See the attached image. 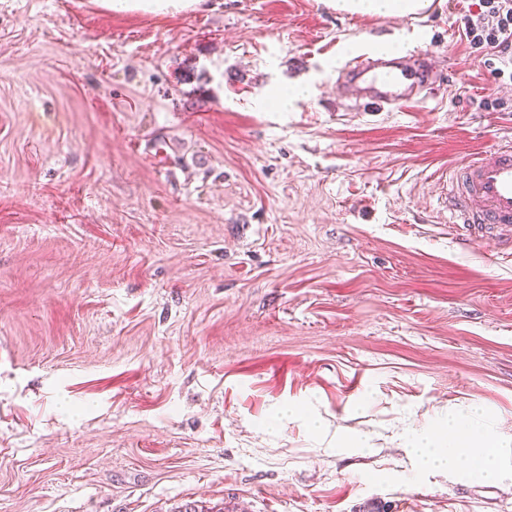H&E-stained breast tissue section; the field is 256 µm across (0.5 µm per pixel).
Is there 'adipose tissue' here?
<instances>
[{
	"label": "adipose tissue",
	"instance_id": "ef3b65f1",
	"mask_svg": "<svg viewBox=\"0 0 512 512\" xmlns=\"http://www.w3.org/2000/svg\"><path fill=\"white\" fill-rule=\"evenodd\" d=\"M335 9L351 14L382 17L407 16L418 13L424 0H329ZM506 442L485 420L483 407L472 406L470 414L448 418L443 439H436L426 429L413 431L405 446L423 469H445L452 473L468 471L486 482L504 480L500 450Z\"/></svg>",
	"mask_w": 512,
	"mask_h": 512
}]
</instances>
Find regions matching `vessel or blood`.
<instances>
[{"mask_svg": "<svg viewBox=\"0 0 512 512\" xmlns=\"http://www.w3.org/2000/svg\"><path fill=\"white\" fill-rule=\"evenodd\" d=\"M428 53L399 59L363 54L348 61L339 82L356 100L401 109L417 102L411 71ZM450 223L465 240L492 241L495 256L512 255V144H501L457 165L445 187Z\"/></svg>", "mask_w": 512, "mask_h": 512, "instance_id": "b4317fda", "label": "vessel or blood"}]
</instances>
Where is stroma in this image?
<instances>
[{
  "instance_id": "1",
  "label": "stroma",
  "mask_w": 512,
  "mask_h": 512,
  "mask_svg": "<svg viewBox=\"0 0 512 512\" xmlns=\"http://www.w3.org/2000/svg\"><path fill=\"white\" fill-rule=\"evenodd\" d=\"M479 11L0 0V512H512L403 446L512 435V258L444 203L512 138ZM394 41L428 99L363 111L338 71ZM198 0H101V5L116 13L137 12L153 16H165L171 13L193 8Z\"/></svg>"
}]
</instances>
